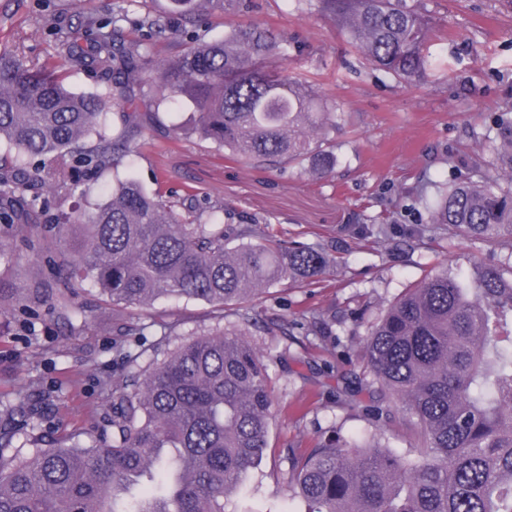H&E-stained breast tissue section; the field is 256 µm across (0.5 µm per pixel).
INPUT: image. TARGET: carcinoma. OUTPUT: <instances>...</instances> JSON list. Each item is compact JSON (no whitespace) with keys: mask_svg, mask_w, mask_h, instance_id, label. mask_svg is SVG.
<instances>
[{"mask_svg":"<svg viewBox=\"0 0 512 512\" xmlns=\"http://www.w3.org/2000/svg\"><path fill=\"white\" fill-rule=\"evenodd\" d=\"M353 48L372 65L408 81L425 65L427 27L405 0H319ZM172 16L126 12L94 22L82 47L64 39L70 63L112 81L120 101L152 112L191 104L193 133L254 168L304 166L323 178L336 165L328 138L336 111L318 83L267 65L280 41L266 27L238 25L220 41L192 35L168 58L149 43H125L123 24L163 37L173 20L188 23L194 0H171ZM158 96L135 99L131 85ZM112 92L77 94L59 75L30 69L0 51V225L37 221L43 189L71 194L70 170L102 171L129 140L87 138ZM490 165L499 178L444 183L428 231L450 241L492 246L512 241V119L495 121ZM83 244L60 252V277L29 289V303L49 296L64 319L74 279H89L114 304L144 306L162 296L237 308L252 294L324 271L327 252L298 241H260L258 223L237 231L224 223L180 219L158 192L130 178L112 182L109 199L75 217ZM326 336L320 313L298 325ZM376 396L350 404L371 425L392 404L414 435L401 458L374 440L333 437L298 460L291 491L310 512H512V252L505 262H473L468 283L443 268L408 289L363 343ZM128 370L107 386L112 442L84 448L63 438L53 448L7 456L19 434L0 433V512H225V501L268 448L273 400L268 364L243 332H203L167 352L149 370L142 353L119 347Z\"/></svg>","mask_w":512,"mask_h":512,"instance_id":"1","label":"carcinoma"}]
</instances>
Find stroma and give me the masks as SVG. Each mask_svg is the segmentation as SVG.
Masks as SVG:
<instances>
[{
	"label": "stroma",
	"mask_w": 512,
	"mask_h": 512,
	"mask_svg": "<svg viewBox=\"0 0 512 512\" xmlns=\"http://www.w3.org/2000/svg\"><path fill=\"white\" fill-rule=\"evenodd\" d=\"M415 3L430 19L432 36L425 71L409 83L358 56L318 0H230L221 10L206 0L197 4L207 39H223L233 25L264 24L287 49L289 74L323 85L343 115L331 133V176L316 178L299 167L255 169L225 158L191 133L194 117L186 107H160L131 127L124 105L111 101L96 130L125 134L136 153L115 171L74 172L84 197H49L37 223L0 229V299L6 303L0 309V407L22 406L39 447H53L65 435L83 444L100 437L112 415V394L102 381L122 372L114 347L118 326H130L125 342L145 347L147 365L154 344L172 348L203 331L242 328L271 364L273 419L262 464L225 510L306 512L305 503L288 494L294 460L332 433L347 439L372 433L337 398L347 373L371 378L361 350L370 324L440 264L466 276L472 258L490 257L487 249L426 232L413 246L404 232L426 225L419 193L451 176H472V161L487 154L491 116L512 107V0ZM168 8L169 0H0V50L17 51L30 68L61 75L75 92L103 94L108 82L98 72L65 64L55 21L76 29L119 10L163 15ZM118 176L161 190L177 213L190 207L228 229L254 218L274 238L326 247L327 267L254 296L245 326L234 311L219 319L213 306L191 299L116 306L88 280L76 284L72 296L85 325L71 326L48 301L26 312L15 309L14 299L32 283L54 281L57 250L79 249L82 231L65 225L64 214L104 201ZM382 223L391 229L388 241L359 231ZM318 312L335 317V344L289 339L262 327L274 316L301 322Z\"/></svg>",
	"instance_id": "35a3bbf8"
}]
</instances>
